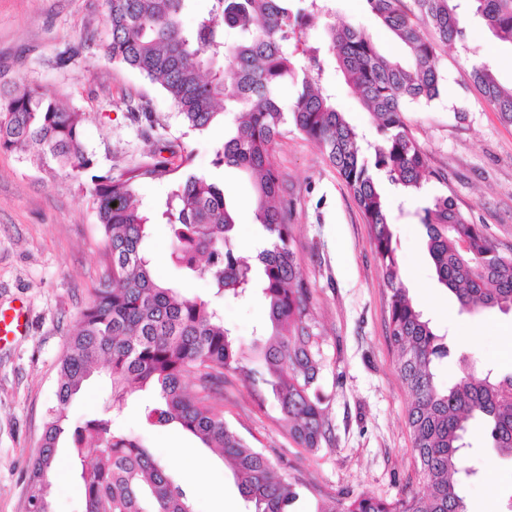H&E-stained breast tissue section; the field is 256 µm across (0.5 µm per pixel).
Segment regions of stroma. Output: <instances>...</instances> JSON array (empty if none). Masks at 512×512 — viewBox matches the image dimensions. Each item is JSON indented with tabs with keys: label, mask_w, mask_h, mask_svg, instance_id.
Segmentation results:
<instances>
[{
	"label": "stroma",
	"mask_w": 512,
	"mask_h": 512,
	"mask_svg": "<svg viewBox=\"0 0 512 512\" xmlns=\"http://www.w3.org/2000/svg\"><path fill=\"white\" fill-rule=\"evenodd\" d=\"M332 5L337 22L368 32L381 53L399 55L365 0H332ZM104 14V0H0V85L37 83L82 107L88 115L84 139L103 172L145 159L149 144L125 101H147L167 117V137L194 148V170L223 185L235 205L239 245L250 249L257 236L254 190L245 172L215 163L223 125L201 135L188 131L175 118L167 94L127 66L90 56L65 70L55 67L61 50L103 35ZM466 25L463 40L439 51L444 85L439 98L410 105L405 114L435 176L404 203L393 226L414 304L448 332L454 355L439 370L445 385L462 375L460 353L512 371V312L461 313L435 279L418 218L430 198L452 196L471 223L481 225L501 251L512 252V126L500 121L472 77L473 65L484 63L503 87L512 88V48L496 41L478 17L467 16ZM275 162L295 247L314 293L326 356L320 384L328 396L332 434L318 451L298 448L279 410L259 412L234 377L224 388V417L281 472L304 483L296 512H312L319 493L338 498L365 493L391 501L418 492L426 480L411 451L405 423L409 396L387 339L390 291L368 228L343 180L311 141L288 131L278 141ZM147 245L158 279L178 285L187 296L209 298L205 281L182 278L171 263L165 225L154 226ZM105 265L106 244L79 181L62 171L46 174L17 154L0 151V308L24 307L29 321L26 333L0 341V512H27L29 464L55 402L58 363ZM220 307L225 324L247 342L267 318L256 296ZM117 427L141 437L161 458L191 493L196 512H246L219 454L178 426L146 425L134 403ZM468 463L476 471L463 488L470 512H512V462L499 459L479 434ZM56 466L51 512H83L67 441L59 443Z\"/></svg>",
	"instance_id": "35a3bbf8"
}]
</instances>
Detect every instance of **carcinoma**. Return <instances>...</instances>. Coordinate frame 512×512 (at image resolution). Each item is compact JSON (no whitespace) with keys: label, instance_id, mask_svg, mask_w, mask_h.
Listing matches in <instances>:
<instances>
[{"label":"carcinoma","instance_id":"carcinoma-1","mask_svg":"<svg viewBox=\"0 0 512 512\" xmlns=\"http://www.w3.org/2000/svg\"><path fill=\"white\" fill-rule=\"evenodd\" d=\"M186 2L106 0L105 38L61 51L56 65L68 68L83 54L97 52L126 65L164 90L181 123L198 134L231 115L232 132L216 147V164L245 171L256 190L260 239L253 257L235 246V213L224 188L192 172L194 150L162 133L166 119L142 104L127 105L145 122L143 136L152 149L137 166L101 173L84 141L86 112L35 84L0 89V150L28 153L45 172L88 177L82 189L112 258L59 361L56 403L47 409L41 448L29 470L32 512H51L50 476L66 433L84 512H195L192 495L166 465L139 437L115 427L129 400L143 392L149 394L143 400L146 423L175 422L204 447L219 449L252 512H292L299 484L277 474L271 460L215 406L231 373L259 410L270 400L276 403L299 447L315 451L331 433L320 385L325 355L313 291L301 270L274 161L288 124L323 152L368 226L391 291L389 340L409 394L412 451L428 480L423 492L394 501L360 494L318 500L314 512H468L453 479L461 471L471 474L463 454L468 424L479 422L489 447L512 459V373L479 370L462 357L461 381L438 386L435 369L448 358L449 346L414 307L402 281L390 200L381 188L386 182L408 199L432 177L404 112L410 103L440 96L437 43L464 39L460 0H366L403 49L402 58L381 54L366 32L349 26L328 25L325 52L302 41L309 20L330 15L326 0H305L306 7L296 12L288 0H211V8L190 27L182 21ZM472 2L489 32L512 47V0ZM226 26L238 34L230 46L224 41ZM429 30L436 40L428 38ZM326 52L373 118L375 139H367L323 87ZM221 57L222 69L214 66ZM472 76L500 120L512 125V90L485 64L474 65ZM288 77L300 90L285 109L277 87ZM165 150L178 162L161 157ZM141 182L167 185L159 210L141 208L136 196ZM156 221L170 226L175 265L186 277L205 281L213 297L255 292L264 299L268 323L261 336L241 340L211 301L187 297L154 276L144 243ZM420 224L437 281L461 311L512 312V255L469 222L452 197L434 196L422 209ZM101 373L112 383L110 403L94 418L69 423L70 402ZM187 378L194 389L186 388Z\"/></svg>","mask_w":512,"mask_h":512}]
</instances>
